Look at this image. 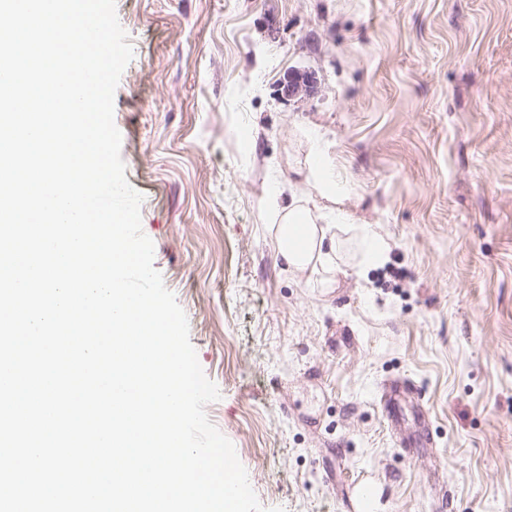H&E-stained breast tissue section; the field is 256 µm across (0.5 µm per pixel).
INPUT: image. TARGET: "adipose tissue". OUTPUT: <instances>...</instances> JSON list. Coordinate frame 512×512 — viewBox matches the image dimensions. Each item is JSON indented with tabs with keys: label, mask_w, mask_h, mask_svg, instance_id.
<instances>
[{
	"label": "adipose tissue",
	"mask_w": 512,
	"mask_h": 512,
	"mask_svg": "<svg viewBox=\"0 0 512 512\" xmlns=\"http://www.w3.org/2000/svg\"><path fill=\"white\" fill-rule=\"evenodd\" d=\"M341 202V196L336 195L328 207L297 199L285 205L275 200L269 204L270 232L289 271L318 277L325 288L332 287L347 269L340 236L350 232L351 226L333 221L334 207Z\"/></svg>",
	"instance_id": "ef3b65f1"
}]
</instances>
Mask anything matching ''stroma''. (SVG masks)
Segmentation results:
<instances>
[{
  "label": "stroma",
  "mask_w": 512,
  "mask_h": 512,
  "mask_svg": "<svg viewBox=\"0 0 512 512\" xmlns=\"http://www.w3.org/2000/svg\"><path fill=\"white\" fill-rule=\"evenodd\" d=\"M114 96L153 266L265 512H512V0H116ZM312 96L277 95L290 71ZM386 257L292 275L271 197L310 139ZM408 381L400 447L382 388Z\"/></svg>",
  "instance_id": "stroma-1"
}]
</instances>
